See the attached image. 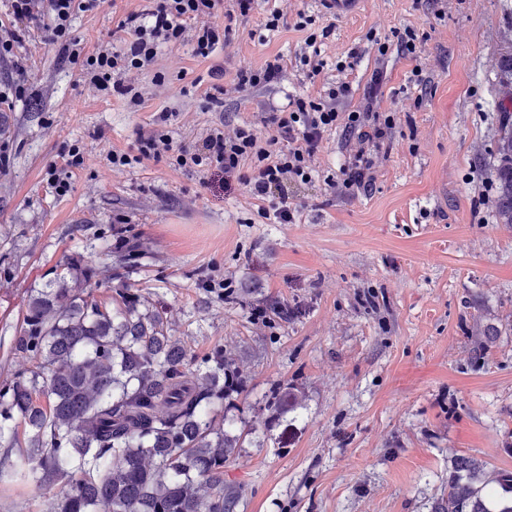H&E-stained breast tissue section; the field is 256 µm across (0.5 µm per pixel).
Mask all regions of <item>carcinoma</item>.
<instances>
[{"label": "carcinoma", "mask_w": 512, "mask_h": 512, "mask_svg": "<svg viewBox=\"0 0 512 512\" xmlns=\"http://www.w3.org/2000/svg\"><path fill=\"white\" fill-rule=\"evenodd\" d=\"M497 221L512 224V45L494 63ZM95 268L69 258L31 289L14 338L34 363L0 382V486L45 491V512H234L224 463L255 430L229 414L240 367L214 348L195 360L169 333L162 308L136 288L94 295ZM276 386L267 410L294 405ZM435 512H512V473L467 456L448 473Z\"/></svg>", "instance_id": "cac0c4a2"}]
</instances>
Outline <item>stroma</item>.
Instances as JSON below:
<instances>
[{
  "label": "stroma",
  "instance_id": "35a3bbf8",
  "mask_svg": "<svg viewBox=\"0 0 512 512\" xmlns=\"http://www.w3.org/2000/svg\"><path fill=\"white\" fill-rule=\"evenodd\" d=\"M273 4L259 0L209 58L188 43L163 48L138 77L137 106L75 86L59 47L31 31L19 53L32 94L0 110V380L27 365L13 338L31 289L84 255L99 270L98 298L125 284L149 292L192 355L220 347L241 366L236 414L259 429L224 465L234 512H434L454 458L512 472V224L498 223L485 188L499 127L493 64L512 41V0H364L348 18L288 0L289 15L332 27L324 70L310 79L291 64L281 83L209 107L213 74L228 83L238 65L299 51L304 32L264 30ZM144 6L98 0L74 34L92 52ZM407 28L419 56H379L376 39ZM353 49L349 109L397 115L371 193L326 185L347 156L338 131L311 157L312 182L292 191V224L260 217L242 184L177 164L175 147L254 120L263 101L283 103L292 88L316 95ZM152 130L172 152L141 157ZM72 148L73 168L59 160ZM114 152L130 164L112 166ZM122 239L142 245L136 264L117 263ZM259 300L299 313L255 322ZM277 385L298 404L274 418L265 404Z\"/></svg>",
  "mask_w": 512,
  "mask_h": 512
}]
</instances>
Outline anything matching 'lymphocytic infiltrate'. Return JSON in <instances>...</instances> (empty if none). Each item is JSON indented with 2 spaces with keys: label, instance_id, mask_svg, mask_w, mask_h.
Segmentation results:
<instances>
[{
  "label": "lymphocytic infiltrate",
  "instance_id": "1",
  "mask_svg": "<svg viewBox=\"0 0 512 512\" xmlns=\"http://www.w3.org/2000/svg\"><path fill=\"white\" fill-rule=\"evenodd\" d=\"M94 0H7L8 14L0 19V59L9 60L14 76L7 91L0 92V105L26 97L27 65L16 49L23 43L30 25L43 24L49 43L60 46L69 62L76 66L80 83L105 95L140 104L141 93L131 82V72L149 68L162 47L193 43L194 53L206 58L220 43L231 40L232 24L246 18L258 0H229L223 22L214 15L218 0H154L152 6L128 13L117 28L124 32L121 46L103 43L91 54H84L72 30L77 12H85ZM313 17L297 13L289 17L283 9L267 12L263 26L277 32L291 27L305 32L303 46L295 61L308 77L321 73L325 62L321 56L322 41L330 36L331 27L314 32ZM356 53H348L336 64L342 77L324 86L318 97L298 91L287 94L286 106L268 107L259 112L252 123L234 127L232 132L210 129L197 151L181 149L179 164L209 162L211 167L237 178L250 196L260 204L261 216L275 224L295 221L298 209L290 201L288 188L313 178L310 159L326 133L343 128L356 139V147L341 166L333 181L335 191H369L380 160L383 142L391 138L396 126L394 114L345 110L354 89L346 81L345 72L354 70ZM285 67L283 56H275L259 67L237 70L229 84H214L205 93L208 104L223 106L226 97L266 87L280 80Z\"/></svg>",
  "mask_w": 512,
  "mask_h": 512
}]
</instances>
